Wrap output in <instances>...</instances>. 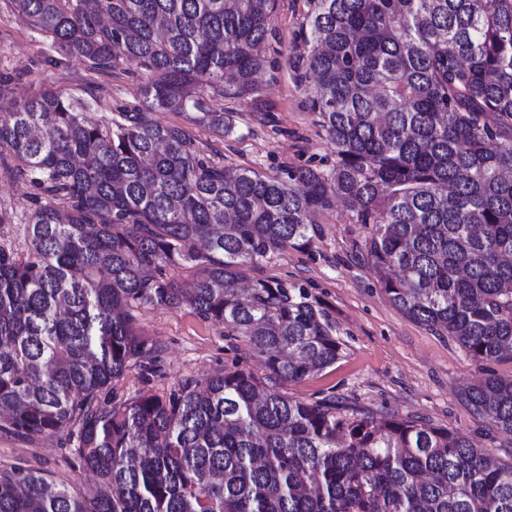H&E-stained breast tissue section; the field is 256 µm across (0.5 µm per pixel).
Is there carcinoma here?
<instances>
[{
	"mask_svg": "<svg viewBox=\"0 0 512 512\" xmlns=\"http://www.w3.org/2000/svg\"><path fill=\"white\" fill-rule=\"evenodd\" d=\"M276 0H12L16 16L95 74L156 76L145 110L86 119L97 97L43 91L0 114V155L48 197L0 247V427L78 426L84 497L36 471L0 473V512H512V465L462 435L332 399H293L242 369L165 399L107 398L148 358L132 310L187 306L246 336L270 378L336 363V327L302 287L243 268L314 232L339 198L370 226L390 301L480 362L512 361V0H313L305 44L327 168L230 175L179 126L232 119L210 94L256 91ZM190 268L183 281L171 274ZM512 435V377L460 393Z\"/></svg>",
	"mask_w": 512,
	"mask_h": 512,
	"instance_id": "cac0c4a2",
	"label": "carcinoma"
}]
</instances>
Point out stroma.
<instances>
[{"mask_svg":"<svg viewBox=\"0 0 512 512\" xmlns=\"http://www.w3.org/2000/svg\"><path fill=\"white\" fill-rule=\"evenodd\" d=\"M310 11V0H277L258 93L210 100L211 108L231 114L235 132L224 142H216L205 128L187 125L174 112L156 113V120L188 126L201 147L218 148L221 163L229 169L270 174L289 165L332 164L333 147L311 109V82L304 77L301 59ZM1 72L11 75L12 83L9 91L0 93V113L46 89L80 97L95 88L98 103L87 113L94 122L140 107L143 100V75L119 71L106 78L90 73L19 20L10 0H0ZM12 166V159L0 157V209L12 215L11 223L0 225V247L22 251L24 224L38 190L13 174ZM369 233L337 201L315 214L309 244L272 254L246 272L250 281L273 278L306 289L343 343L341 358L330 368L278 386L247 337L225 335L223 327L184 306L147 309L137 311L136 326L156 347L157 361L146 367L132 365L113 379L109 399L119 404L142 394L164 398L185 380L239 366L265 387H278L295 399L333 396L362 410L429 421L466 436L497 462L512 464V436L498 432L460 398L462 387L486 373L511 377L512 361H475L448 335L397 309L367 259ZM76 446L68 432L31 441L0 430V471L33 469L54 484L93 494L97 480L81 467Z\"/></svg>","mask_w":512,"mask_h":512,"instance_id":"1","label":"stroma"}]
</instances>
